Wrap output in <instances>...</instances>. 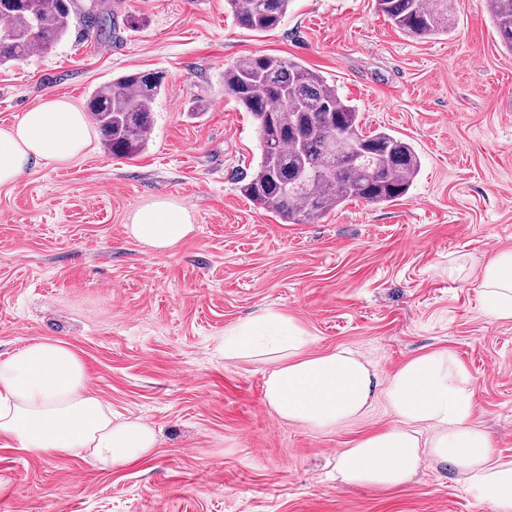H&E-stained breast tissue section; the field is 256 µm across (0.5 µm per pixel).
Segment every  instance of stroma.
I'll use <instances>...</instances> for the list:
<instances>
[{
	"mask_svg": "<svg viewBox=\"0 0 512 512\" xmlns=\"http://www.w3.org/2000/svg\"><path fill=\"white\" fill-rule=\"evenodd\" d=\"M106 5L111 37L75 29L0 67V130L50 96L82 109L121 74L164 76L143 154L113 156L96 134L82 155L0 187V356L67 342L113 417L140 419L158 442L140 463L102 471L28 456L0 434V512H494L428 457L395 492L341 483L337 452L391 426L386 402L310 429L267 404L271 364L224 356L225 329L268 311L308 333V352L351 349L382 381L418 352L451 350L496 456L512 460V320L488 314L473 280L448 275L449 255L477 264L512 248V54L486 0H453V32L420 40L375 0H293L266 34L242 28L224 0ZM131 15L145 25L129 28ZM262 54L320 72L364 132L409 141L421 158L409 195L285 224L240 194L259 138L225 102L222 77ZM159 197L196 225L170 255L126 230Z\"/></svg>",
	"mask_w": 512,
	"mask_h": 512,
	"instance_id": "stroma-1",
	"label": "stroma"
}]
</instances>
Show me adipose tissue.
Returning <instances> with one entry per match:
<instances>
[{"mask_svg": "<svg viewBox=\"0 0 512 512\" xmlns=\"http://www.w3.org/2000/svg\"><path fill=\"white\" fill-rule=\"evenodd\" d=\"M90 141L80 109L46 98L0 131V186L39 162H68ZM194 229L190 211L167 198L137 208L127 226L130 237L157 253L172 252ZM477 286L495 318L512 319V249L481 263ZM307 344L291 318L271 312L224 332L225 357L271 364L264 395L282 420L333 429L361 415L376 395L385 397L394 424L339 451L337 480L394 490L417 475L427 455L452 465L466 493L489 500L495 512H512V460L495 455L491 437L477 424L471 373L451 350L421 352L382 383L352 350L310 354ZM0 432L29 456L85 454L103 471L141 461L157 442L154 429L140 420L113 418L89 389L81 358L57 339L33 341L0 359Z\"/></svg>", "mask_w": 512, "mask_h": 512, "instance_id": "adipose-tissue-1", "label": "adipose tissue"}]
</instances>
